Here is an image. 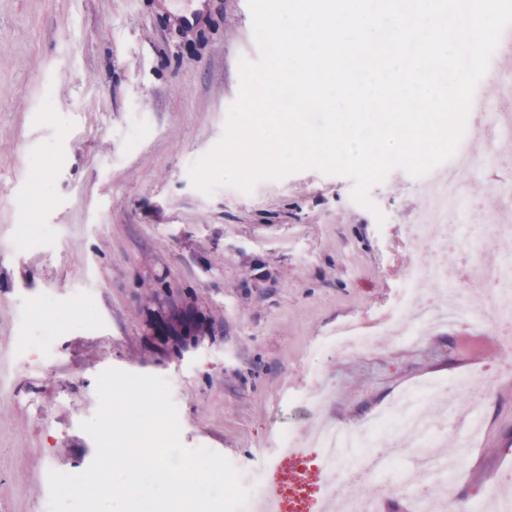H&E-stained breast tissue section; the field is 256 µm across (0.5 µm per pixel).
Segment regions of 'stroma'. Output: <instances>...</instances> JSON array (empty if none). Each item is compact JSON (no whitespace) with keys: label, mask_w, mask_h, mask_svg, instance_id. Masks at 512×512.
Here are the masks:
<instances>
[{"label":"stroma","mask_w":512,"mask_h":512,"mask_svg":"<svg viewBox=\"0 0 512 512\" xmlns=\"http://www.w3.org/2000/svg\"><path fill=\"white\" fill-rule=\"evenodd\" d=\"M248 0H0V512H48L49 471L84 472L98 375L169 381L181 441L242 479L288 426H359L415 381H500L449 485L466 512L512 487V347L459 323L368 351L321 342L387 312L437 247L405 239L424 183L395 169L353 201L315 169L204 195L189 165L221 139L239 62L258 59ZM318 393L321 414L296 394ZM358 486L410 512L399 472Z\"/></svg>","instance_id":"obj_1"}]
</instances>
